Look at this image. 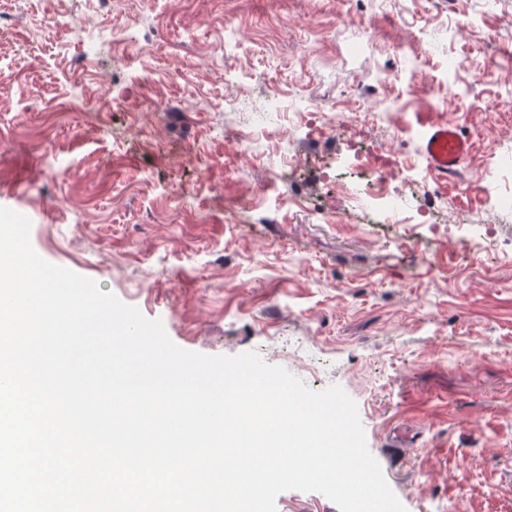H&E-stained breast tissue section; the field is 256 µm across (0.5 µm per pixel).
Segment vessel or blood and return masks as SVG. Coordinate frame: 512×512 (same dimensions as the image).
Returning a JSON list of instances; mask_svg holds the SVG:
<instances>
[{"label":"vessel or blood","instance_id":"obj_1","mask_svg":"<svg viewBox=\"0 0 512 512\" xmlns=\"http://www.w3.org/2000/svg\"><path fill=\"white\" fill-rule=\"evenodd\" d=\"M415 122L423 132L422 152L433 172L441 178L455 174L472 151L470 141L451 124L438 122L430 108L419 109Z\"/></svg>","mask_w":512,"mask_h":512}]
</instances>
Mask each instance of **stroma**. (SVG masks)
<instances>
[{
  "instance_id": "1",
  "label": "stroma",
  "mask_w": 512,
  "mask_h": 512,
  "mask_svg": "<svg viewBox=\"0 0 512 512\" xmlns=\"http://www.w3.org/2000/svg\"><path fill=\"white\" fill-rule=\"evenodd\" d=\"M0 207L46 261L161 320L180 348L257 352L312 390L356 402L370 452L407 512H512V172L466 191L488 153L512 160V0H0ZM66 17L45 39L41 18ZM374 28L362 45L361 22ZM148 43L131 61L111 35ZM408 41L395 58L392 45ZM89 74L73 77L74 52ZM174 72L111 111L112 79ZM394 77L383 82V69ZM399 99L369 126L307 134L297 109ZM281 90L278 109L255 98ZM180 101L183 118L156 112ZM458 124L473 150L448 179L394 177L413 220L358 205L364 160L426 165L413 113ZM263 122L299 155L242 164L227 128ZM428 205L431 224L416 215ZM496 215L498 247L478 252Z\"/></svg>"
}]
</instances>
